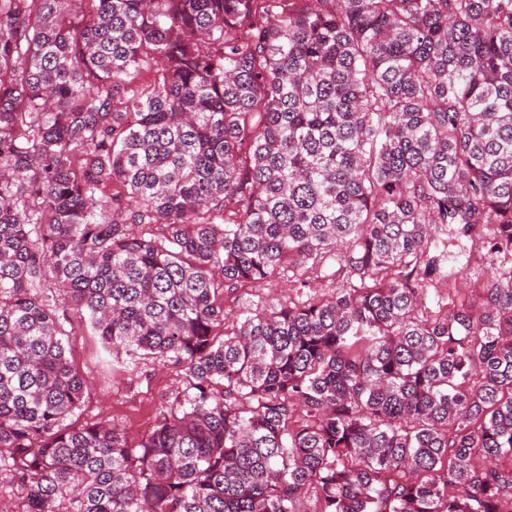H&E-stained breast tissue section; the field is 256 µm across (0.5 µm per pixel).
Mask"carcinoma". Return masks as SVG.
<instances>
[{
	"label": "carcinoma",
	"instance_id": "carcinoma-1",
	"mask_svg": "<svg viewBox=\"0 0 512 512\" xmlns=\"http://www.w3.org/2000/svg\"><path fill=\"white\" fill-rule=\"evenodd\" d=\"M459 234L512 256V0H0L16 512H512V265L428 306ZM70 313L184 367L135 446L63 425ZM291 276L290 272L288 276L276 278L256 288H242L224 298L225 309L232 310V314L237 315L259 304L270 311L288 301V297L293 300H297L298 296L306 299L311 294L309 287L299 288V283H295L297 277Z\"/></svg>",
	"mask_w": 512,
	"mask_h": 512
}]
</instances>
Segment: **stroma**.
<instances>
[{
    "label": "stroma",
    "instance_id": "stroma-1",
    "mask_svg": "<svg viewBox=\"0 0 512 512\" xmlns=\"http://www.w3.org/2000/svg\"><path fill=\"white\" fill-rule=\"evenodd\" d=\"M309 294V288L299 287L294 279L285 276L240 289L226 296L224 305L236 314L258 305L272 310L287 299ZM68 331L63 339L68 356L87 383L83 402L70 416V424L110 421L124 429L131 442H138L148 423L154 422L159 412L184 390L187 379L183 368L150 360L128 366L105 352L83 321L72 320Z\"/></svg>",
    "mask_w": 512,
    "mask_h": 512
}]
</instances>
